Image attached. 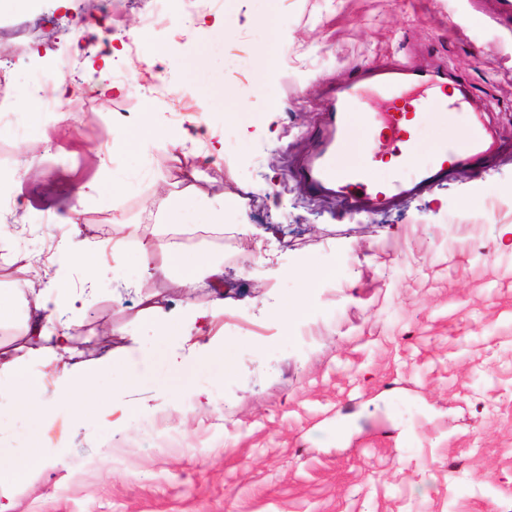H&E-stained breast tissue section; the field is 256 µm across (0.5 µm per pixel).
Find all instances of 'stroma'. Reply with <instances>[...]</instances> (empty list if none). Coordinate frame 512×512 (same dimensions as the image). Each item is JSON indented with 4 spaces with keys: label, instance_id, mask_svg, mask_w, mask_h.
<instances>
[{
    "label": "stroma",
    "instance_id": "stroma-1",
    "mask_svg": "<svg viewBox=\"0 0 512 512\" xmlns=\"http://www.w3.org/2000/svg\"><path fill=\"white\" fill-rule=\"evenodd\" d=\"M150 5L0 0L1 30L44 20L35 41L7 45L0 353L47 400L62 398L70 360L115 367L92 413L35 423L0 395V461L40 446L54 458L0 481L14 512H512V153L370 215L313 197L290 169L316 146L326 87L388 57L448 72L474 107L452 127L478 120L512 145V26L487 0H181L147 33ZM160 53L170 96L145 84ZM64 57L71 93L29 111L31 80ZM99 80L114 92L100 95ZM201 113L222 155L174 146ZM184 170L223 198L224 242L186 248L169 277L142 276V226L157 237L204 220L173 211ZM74 222L123 226L124 264L105 255L37 274L15 262L51 255ZM210 261L234 288L223 314L205 335H163L182 311L211 307L213 291L185 281ZM320 268L329 276L305 288ZM89 278L73 354L30 340L35 316L16 289ZM297 298L307 314L281 319ZM224 344L229 375L210 356Z\"/></svg>",
    "mask_w": 512,
    "mask_h": 512
}]
</instances>
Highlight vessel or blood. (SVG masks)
<instances>
[{"label": "vessel or blood", "mask_w": 512, "mask_h": 512, "mask_svg": "<svg viewBox=\"0 0 512 512\" xmlns=\"http://www.w3.org/2000/svg\"><path fill=\"white\" fill-rule=\"evenodd\" d=\"M465 93L449 92L448 76L427 75L406 65L359 72L328 91L319 147L292 168L312 194L336 195L354 213H369L447 179L456 169L479 165L499 152L484 130L423 147L415 123L425 114L453 116L464 109ZM366 136L354 142V128ZM393 163L398 177L381 180L378 164Z\"/></svg>", "instance_id": "obj_1"}]
</instances>
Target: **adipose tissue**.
Returning a JSON list of instances; mask_svg holds the SVG:
<instances>
[{"mask_svg":"<svg viewBox=\"0 0 512 512\" xmlns=\"http://www.w3.org/2000/svg\"><path fill=\"white\" fill-rule=\"evenodd\" d=\"M82 233L80 224H73L69 240L60 243L55 257L58 268L64 269L75 261H88L90 255L111 254L114 262L124 259V241L120 238L99 239L87 243L82 252H75L76 239ZM82 298L76 291H63L55 284H47L42 291L30 298L33 309L37 314L31 334L50 350H68L73 332V322L70 313ZM98 376L97 370L75 365L64 369L60 380L66 390L62 401L46 400L39 396L38 380L31 375H13L9 384L10 389L16 390L18 412L32 421H39L55 413L60 405L80 411L95 408L97 400L92 393V386Z\"/></svg>","mask_w":512,"mask_h":512,"instance_id":"1","label":"adipose tissue"}]
</instances>
